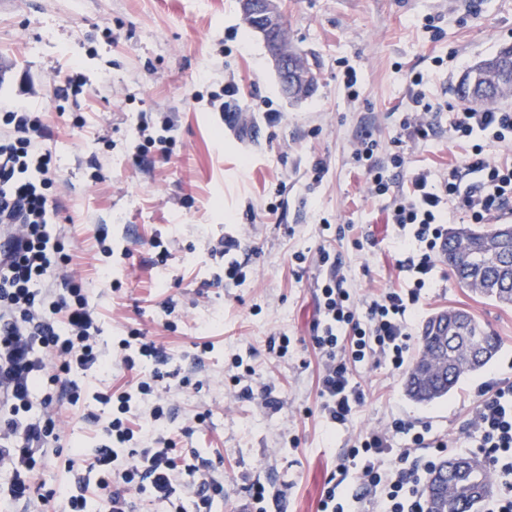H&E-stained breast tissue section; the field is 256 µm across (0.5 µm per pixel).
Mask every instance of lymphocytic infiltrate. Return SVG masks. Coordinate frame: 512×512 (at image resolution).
I'll return each instance as SVG.
<instances>
[{"instance_id": "f902f5d3", "label": "lymphocytic infiltrate", "mask_w": 512, "mask_h": 512, "mask_svg": "<svg viewBox=\"0 0 512 512\" xmlns=\"http://www.w3.org/2000/svg\"><path fill=\"white\" fill-rule=\"evenodd\" d=\"M453 140H471L475 146L463 169H450L436 179L429 170L414 173L407 191L393 193L390 169L405 167L395 152L388 165L376 159L379 145L363 138L353 153L363 167L370 192L387 198L389 223L402 239L399 271L413 282L407 290L386 289L358 312L344 286L340 261L321 251L327 275L320 285L321 322L311 338L324 361L319 380L320 409L331 423L346 424L364 405L365 394L353 382L347 363L373 360L402 369L410 350L409 318L423 289L431 287L436 256L448 239V214L456 210L482 222L488 215L512 205V165L488 162L484 144L512 136V110L498 106L466 107L451 126ZM47 127L38 113L4 99L0 101V465L9 467V495L17 502L35 503L38 490L36 458L45 454L53 437V417H33L32 398L50 359L60 363L53 383L61 384L69 401L81 398L71 371H109L97 348L100 328L87 295L74 278L61 272L54 260L46 230L48 212L55 205L48 191L57 179L51 151L44 146ZM126 368L166 364L162 345L134 333L118 344ZM482 400L467 422L475 435L473 453L482 455L498 473L502 489L488 500L485 512H512V384L480 392ZM94 398L110 407L112 417L103 430V444L88 469L97 476L102 492L101 512H130L125 493L135 490L167 504L171 512H184L176 496L178 487L194 489L198 506L208 512L223 484L200 474L197 467L176 471L174 442L162 433L164 408L154 382L138 380L118 391L98 392ZM149 418L157 436L155 445L143 447L142 418ZM409 434L411 445L398 448L389 431L366 433L359 446L338 465L339 471L356 470L363 485L377 494L383 512H425L423 488L435 459L418 463L412 448L426 445L424 433ZM395 467L382 473L384 459Z\"/></svg>"}]
</instances>
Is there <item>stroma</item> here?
I'll return each mask as SVG.
<instances>
[{
  "mask_svg": "<svg viewBox=\"0 0 512 512\" xmlns=\"http://www.w3.org/2000/svg\"><path fill=\"white\" fill-rule=\"evenodd\" d=\"M282 4L288 46L318 78L299 103L283 96L239 0H0V95L47 111L59 174L48 231L71 258L98 317V348L112 362L107 374L72 372L80 401L53 406L58 439L36 464L42 512H66L79 493L98 512L96 488L77 484L108 418L92 395L150 377L151 368L127 369L116 353L134 332L171 356L159 383L165 435L177 467L207 465L223 483L212 512H244L256 482L266 487V512H318L340 459L363 433L396 420L449 447L471 446L465 424L480 385L512 381V306L462 288L443 261L410 322V357L422 323L448 309L468 311L500 338L496 355L446 399L413 402L405 372L354 363L366 402L347 424H331L320 411L323 362L310 341L320 249L341 259L358 307L408 285L386 202L370 194L353 162L357 141L371 135L382 162L404 153L400 185L421 169L443 177L462 166L471 144L448 138L464 106L456 85L475 62L512 44V0ZM438 56L447 66L435 65ZM349 72L354 99L344 85ZM416 74L438 112L433 135L415 143L400 139L399 124ZM228 80L241 91L232 127L220 99ZM268 100L282 114L278 123L262 117ZM167 121L170 157L155 149L138 157L141 135L157 136ZM318 160L325 170L317 181ZM227 237L246 273L238 285L225 283L214 252ZM283 337L290 344L280 357L271 345ZM244 385L251 396L241 395Z\"/></svg>",
  "mask_w": 512,
  "mask_h": 512,
  "instance_id": "stroma-1",
  "label": "stroma"
}]
</instances>
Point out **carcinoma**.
Listing matches in <instances>:
<instances>
[{
	"mask_svg": "<svg viewBox=\"0 0 512 512\" xmlns=\"http://www.w3.org/2000/svg\"><path fill=\"white\" fill-rule=\"evenodd\" d=\"M512 62L502 47L470 66L463 75L460 98L473 103L507 98L509 82L503 70ZM499 251L500 264L488 266L483 255L488 243ZM448 264L463 287L504 304H512V226L497 224L487 230L461 226L448 231ZM499 346L467 312L450 309L429 317L421 331V349L410 368L405 393L414 402L427 404L442 399L466 373L484 367ZM492 475L486 466L477 471L458 467L443 476L441 507L444 512H477L492 490Z\"/></svg>",
	"mask_w": 512,
	"mask_h": 512,
	"instance_id": "1",
	"label": "carcinoma"
}]
</instances>
